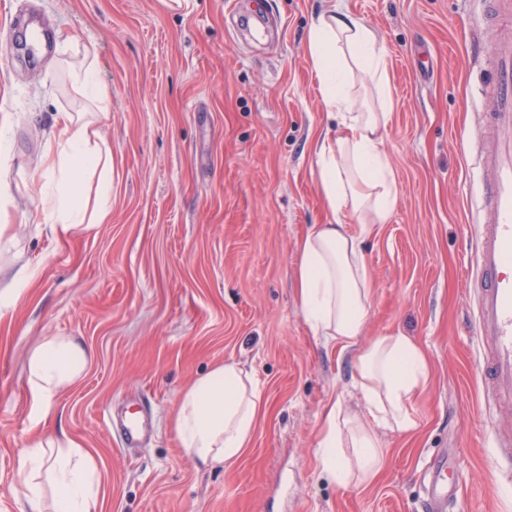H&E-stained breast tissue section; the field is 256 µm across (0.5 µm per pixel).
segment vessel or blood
<instances>
[{"instance_id": "1", "label": "vessel or blood", "mask_w": 512, "mask_h": 512, "mask_svg": "<svg viewBox=\"0 0 512 512\" xmlns=\"http://www.w3.org/2000/svg\"><path fill=\"white\" fill-rule=\"evenodd\" d=\"M486 18L496 27L488 56L494 106L482 117L478 166L483 216L475 226L476 270L470 279L482 341L479 374L488 403L512 411V6L487 0ZM447 456L431 465L427 512H446L455 492Z\"/></svg>"}]
</instances>
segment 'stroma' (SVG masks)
Here are the masks:
<instances>
[{"label": "stroma", "instance_id": "stroma-1", "mask_svg": "<svg viewBox=\"0 0 512 512\" xmlns=\"http://www.w3.org/2000/svg\"><path fill=\"white\" fill-rule=\"evenodd\" d=\"M0 9V512H20L16 462L41 435L93 452L98 512H423V474L460 464L447 512H512L493 445L504 415L483 394L469 300L477 213L468 168L493 104L483 0H7ZM338 4L373 27L396 103L383 150L399 197L365 242L373 299L359 346L401 333L430 364L419 430H383L370 484L342 487L316 457L334 401L358 408L352 351L314 336L296 302V242L333 216L313 138L330 129L307 51L313 17ZM95 46L109 91L106 223L54 237L30 189L54 117L96 111L70 74ZM92 351L84 376L35 423L25 358L44 336ZM236 361L265 403L236 461L197 470L170 415L184 388ZM145 414L139 447L122 421Z\"/></svg>", "mask_w": 512, "mask_h": 512}]
</instances>
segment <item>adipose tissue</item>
<instances>
[{
	"label": "adipose tissue",
	"mask_w": 512,
	"mask_h": 512,
	"mask_svg": "<svg viewBox=\"0 0 512 512\" xmlns=\"http://www.w3.org/2000/svg\"><path fill=\"white\" fill-rule=\"evenodd\" d=\"M308 51L322 102L337 133L313 141L321 190L334 215L352 213L356 225L315 224L297 242L296 292L313 335L353 350V376L362 411L330 405L320 428L317 454L337 484L351 477L371 482L383 467L376 432L413 435L419 421L412 404L427 388L430 366L411 338L387 335L358 347L372 301L363 241L386 223L399 194L382 150L393 100L386 50L377 34L349 13L332 10L313 20ZM55 149L44 156L46 182L38 192L50 205L51 232L67 236L82 224L104 223L112 193V153L97 122L61 114L53 129ZM100 189L88 198L86 174ZM91 355L71 336L42 337L25 361L34 418L47 415L57 398L85 372ZM262 395L252 374L227 362L196 377L183 390L170 427L197 468L239 459L252 444ZM353 450L352 457L341 453ZM21 512H97L103 483L94 454L69 437L35 439L17 461Z\"/></svg>",
	"instance_id": "ef3b65f1"
}]
</instances>
